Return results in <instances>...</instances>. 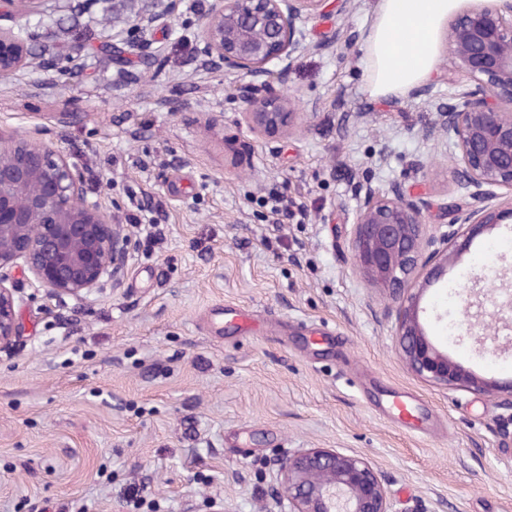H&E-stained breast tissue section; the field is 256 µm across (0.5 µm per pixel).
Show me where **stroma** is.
I'll return each instance as SVG.
<instances>
[{
  "instance_id": "stroma-1",
  "label": "stroma",
  "mask_w": 512,
  "mask_h": 512,
  "mask_svg": "<svg viewBox=\"0 0 512 512\" xmlns=\"http://www.w3.org/2000/svg\"><path fill=\"white\" fill-rule=\"evenodd\" d=\"M213 0H40L0 26L31 27L52 71L0 78V134L62 147L89 196L129 225L121 288L83 303L49 296L22 268L11 279L24 332L0 351V512H273L282 452L334 448L370 458L399 508L512 512V408L492 393L444 391L400 360L392 300L354 271L355 182L427 192L432 216L456 198L452 147L434 106L465 88L440 42L437 74L419 89L371 97L364 37L376 0L304 24L277 93L317 102L292 139H256L236 78L196 52ZM333 50L312 51L317 42ZM78 66L62 63L75 43ZM423 170H416L417 162ZM301 204L276 223L264 201ZM163 233L153 248L143 225ZM512 289V228L475 239L425 302L459 323L474 277ZM249 310L251 335L203 329L214 305ZM486 316L484 342L430 330L478 377L512 379V346ZM416 399L425 430L381 409L389 389ZM140 486L138 504L126 492Z\"/></svg>"
}]
</instances>
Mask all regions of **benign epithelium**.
I'll return each instance as SVG.
<instances>
[{
  "label": "benign epithelium",
  "mask_w": 512,
  "mask_h": 512,
  "mask_svg": "<svg viewBox=\"0 0 512 512\" xmlns=\"http://www.w3.org/2000/svg\"><path fill=\"white\" fill-rule=\"evenodd\" d=\"M330 0H214L202 16L197 50L210 70L237 74L236 96L248 130L292 135L307 111L276 95L295 55L328 43L305 44L302 25L327 13ZM448 46L475 88L435 104L434 131L453 147V183L461 203L441 207L445 223L429 222L431 202L402 182L380 189L358 181L351 249L361 279L395 303L399 353L417 378L445 391L491 385L453 361L421 322L426 294L448 284V246L454 253L506 220L512 221V0H476L448 23ZM33 53L12 28L0 27V73L28 63ZM125 225L88 197L70 156L35 138L0 136V350L22 336L21 300L4 270L22 261L38 287L59 298L86 301L107 281L122 285L129 261ZM475 279L466 288L463 341L472 338L487 295ZM497 330L512 340V292L495 298ZM279 512H415L393 510L389 491L370 458L334 448H301L276 463Z\"/></svg>",
  "instance_id": "obj_1"
}]
</instances>
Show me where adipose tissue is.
Masks as SVG:
<instances>
[{"mask_svg":"<svg viewBox=\"0 0 512 512\" xmlns=\"http://www.w3.org/2000/svg\"><path fill=\"white\" fill-rule=\"evenodd\" d=\"M461 0H377L365 39L372 96L403 95L436 71L439 33Z\"/></svg>","mask_w":512,"mask_h":512,"instance_id":"adipose-tissue-1","label":"adipose tissue"}]
</instances>
